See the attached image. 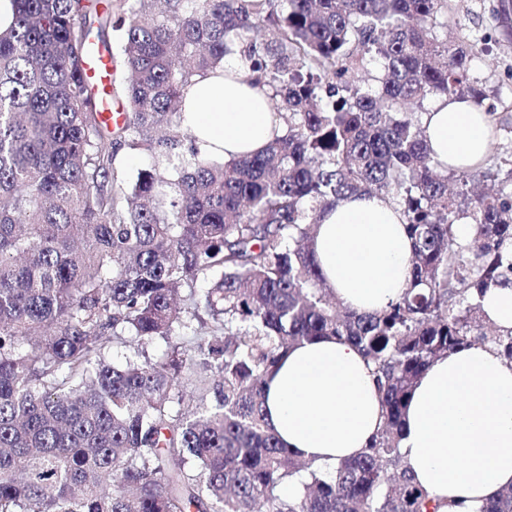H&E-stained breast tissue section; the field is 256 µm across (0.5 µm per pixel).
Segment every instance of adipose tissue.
Wrapping results in <instances>:
<instances>
[{
  "instance_id": "adipose-tissue-1",
  "label": "adipose tissue",
  "mask_w": 512,
  "mask_h": 512,
  "mask_svg": "<svg viewBox=\"0 0 512 512\" xmlns=\"http://www.w3.org/2000/svg\"><path fill=\"white\" fill-rule=\"evenodd\" d=\"M245 66L228 55L223 69L184 88L182 124L200 152L250 155L281 135L267 93L244 81ZM423 122L444 165L472 168L488 156L491 118L471 98L437 97ZM411 250L400 209L367 194L328 209L313 245L328 287L357 312L401 300ZM264 388L267 419L282 444L318 465L359 456L384 421L371 365L333 337L291 348ZM401 453L436 512H471L512 487V366L480 344L434 360L407 403Z\"/></svg>"
}]
</instances>
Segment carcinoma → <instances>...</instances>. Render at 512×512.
<instances>
[{"label":"carcinoma","mask_w":512,"mask_h":512,"mask_svg":"<svg viewBox=\"0 0 512 512\" xmlns=\"http://www.w3.org/2000/svg\"><path fill=\"white\" fill-rule=\"evenodd\" d=\"M12 3L0 27V512H431L402 460L409 395L433 360L474 343L512 362V328L481 307L487 289L512 288V157L448 169L410 110L486 99L469 79L482 49L438 38L448 0ZM495 15L512 41V0ZM108 26L127 72L116 126L83 76L93 45L112 52ZM235 51L279 100L283 135L250 157L186 153L182 89ZM367 62L373 85L358 87ZM122 147L153 159L132 181L116 173ZM504 166L496 192L470 188ZM366 193L400 208L413 250L401 301L358 314L311 245L321 212ZM324 337L358 348L384 408L369 448L326 470L282 447L263 388L292 346ZM129 339L134 355L109 360ZM477 512H512V488Z\"/></svg>","instance_id":"1"}]
</instances>
